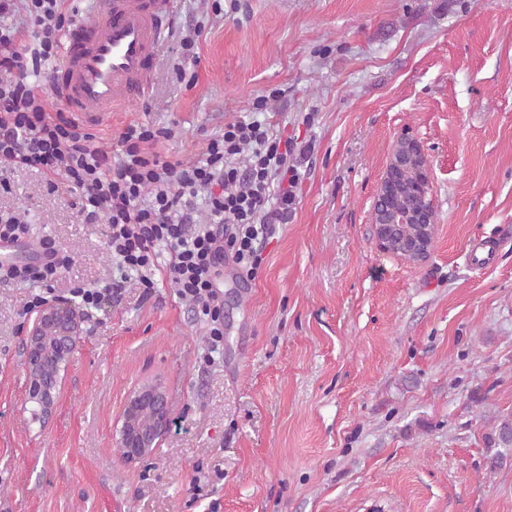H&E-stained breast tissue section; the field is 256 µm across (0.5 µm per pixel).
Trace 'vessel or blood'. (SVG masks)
<instances>
[{
    "label": "vessel or blood",
    "mask_w": 512,
    "mask_h": 512,
    "mask_svg": "<svg viewBox=\"0 0 512 512\" xmlns=\"http://www.w3.org/2000/svg\"><path fill=\"white\" fill-rule=\"evenodd\" d=\"M94 2L92 16L67 32L50 82L52 95L91 124L145 96L174 0Z\"/></svg>",
    "instance_id": "1"
}]
</instances>
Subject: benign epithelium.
Returning a JSON list of instances; mask_svg holds the SVG:
<instances>
[{
    "label": "benign epithelium",
    "instance_id": "1",
    "mask_svg": "<svg viewBox=\"0 0 512 512\" xmlns=\"http://www.w3.org/2000/svg\"><path fill=\"white\" fill-rule=\"evenodd\" d=\"M402 159V166L414 172L410 194L412 203L400 207L396 199L390 208L387 222L372 221L378 247L385 253L398 255L394 250L389 229L400 230L410 236L417 228L427 234V244L414 243L409 253L423 261L430 254L435 237L436 212L432 194L431 167L421 143L414 137H400L392 150L388 164ZM82 313L72 302L60 299L45 305L28 328L24 361L28 400L35 404L33 417L46 426L53 418L61 394V383L67 362L77 347L82 334ZM148 402L151 407L149 426L140 423L138 406ZM170 426L168 397L164 386L141 383L126 397L122 412L113 423L119 447L129 449L125 461L139 462L157 447L159 438Z\"/></svg>",
    "mask_w": 512,
    "mask_h": 512
}]
</instances>
